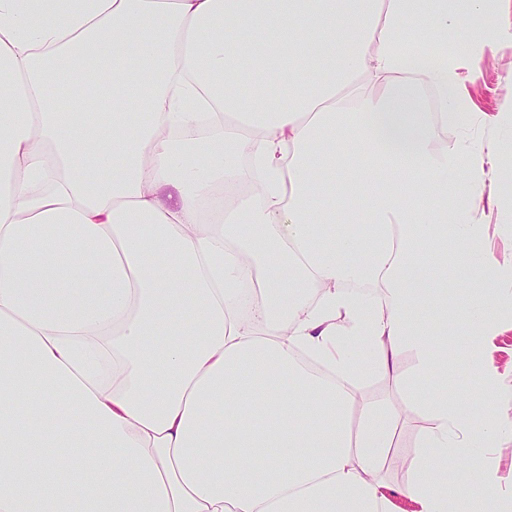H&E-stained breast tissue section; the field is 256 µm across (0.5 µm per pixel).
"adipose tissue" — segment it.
<instances>
[{
    "label": "adipose tissue",
    "mask_w": 512,
    "mask_h": 512,
    "mask_svg": "<svg viewBox=\"0 0 512 512\" xmlns=\"http://www.w3.org/2000/svg\"><path fill=\"white\" fill-rule=\"evenodd\" d=\"M506 39L490 0H0V512H389L399 412L350 388L407 349L415 512H505L448 359L496 388L512 146L440 134ZM451 254L495 287L454 312ZM499 203L490 218L486 248L493 263L512 260V188L509 184L492 186Z\"/></svg>",
    "instance_id": "adipose-tissue-1"
}]
</instances>
